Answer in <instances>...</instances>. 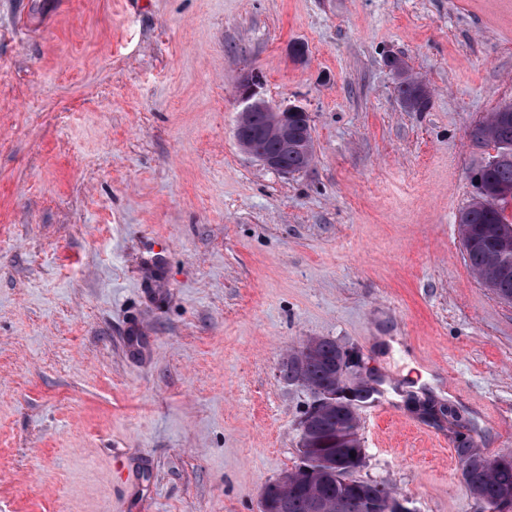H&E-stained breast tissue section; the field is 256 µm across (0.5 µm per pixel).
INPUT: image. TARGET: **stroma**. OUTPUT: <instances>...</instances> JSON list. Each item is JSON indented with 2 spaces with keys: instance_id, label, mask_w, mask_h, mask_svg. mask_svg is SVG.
<instances>
[{
  "instance_id": "obj_1",
  "label": "stroma",
  "mask_w": 512,
  "mask_h": 512,
  "mask_svg": "<svg viewBox=\"0 0 512 512\" xmlns=\"http://www.w3.org/2000/svg\"><path fill=\"white\" fill-rule=\"evenodd\" d=\"M250 69L310 114L299 174L237 144ZM509 102L512 0H0V512H259L322 337L381 382L356 478L482 512L456 448L512 453V304L458 215Z\"/></svg>"
}]
</instances>
